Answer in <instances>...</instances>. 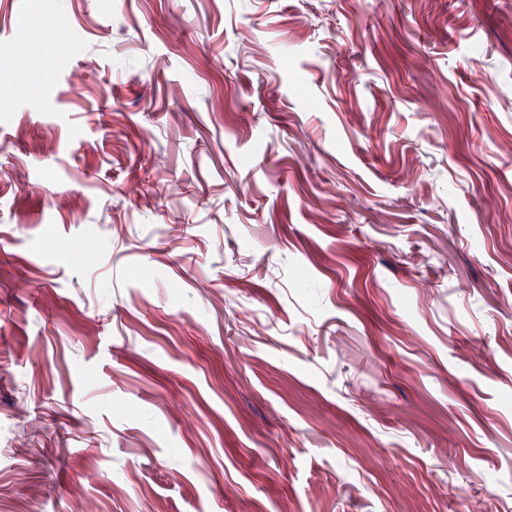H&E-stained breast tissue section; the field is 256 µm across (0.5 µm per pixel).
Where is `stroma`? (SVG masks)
<instances>
[{
	"label": "stroma",
	"mask_w": 512,
	"mask_h": 512,
	"mask_svg": "<svg viewBox=\"0 0 512 512\" xmlns=\"http://www.w3.org/2000/svg\"><path fill=\"white\" fill-rule=\"evenodd\" d=\"M2 43L0 512H512V0H0Z\"/></svg>",
	"instance_id": "35a3bbf8"
}]
</instances>
